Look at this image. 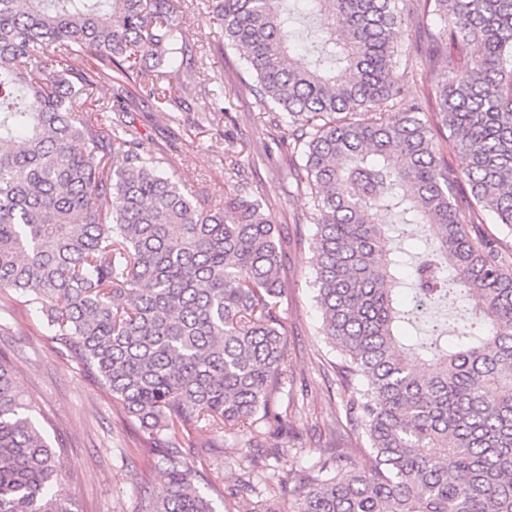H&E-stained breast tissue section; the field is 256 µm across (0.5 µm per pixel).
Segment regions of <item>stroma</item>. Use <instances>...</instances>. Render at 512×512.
<instances>
[{
  "label": "stroma",
  "mask_w": 512,
  "mask_h": 512,
  "mask_svg": "<svg viewBox=\"0 0 512 512\" xmlns=\"http://www.w3.org/2000/svg\"><path fill=\"white\" fill-rule=\"evenodd\" d=\"M206 12V0H193L183 26L193 54L181 64L187 88L182 98L161 104L131 82L126 89L132 104L120 118L169 176L204 198L221 201L237 187L271 203L286 274L280 310L288 338V380L277 410L287 415L288 431L262 436L253 452L244 437L221 436L200 425L192 430L187 451L197 473L222 494L220 512H254L280 479L308 472L337 441L354 443L362 429L346 417L347 396L330 366L336 352L320 335L312 200L292 175L300 155L290 146L280 115L262 112L249 91L254 79L239 50L209 27ZM397 43L403 65L417 66L421 76L406 93L419 97L424 83L446 73V65L430 58L426 33L400 30ZM216 93L224 110L204 118L202 108ZM0 352L13 361L18 390L39 400L52 434L64 441L75 474L69 486L75 512H137L142 497L163 495L162 474L143 461L138 423L126 419L109 391L51 339L39 314L4 295Z\"/></svg>",
  "instance_id": "stroma-1"
}]
</instances>
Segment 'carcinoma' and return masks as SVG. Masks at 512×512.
I'll return each instance as SVG.
<instances>
[{
    "instance_id": "carcinoma-1",
    "label": "carcinoma",
    "mask_w": 512,
    "mask_h": 512,
    "mask_svg": "<svg viewBox=\"0 0 512 512\" xmlns=\"http://www.w3.org/2000/svg\"><path fill=\"white\" fill-rule=\"evenodd\" d=\"M181 2L0 0V292L25 298L147 434L166 490L138 512H216L182 444L200 423L264 435L288 360L268 203L239 189L201 203L88 110L101 82L100 112L128 110L130 81L159 103L185 93ZM208 17L302 155L320 334L369 445L280 485L294 482L298 512H512V245L480 232L490 211L512 233V0H210ZM412 22L435 27L430 55L448 60L435 113L405 94L411 71L393 79ZM297 33L314 58L293 55ZM87 55L97 70L80 68ZM453 295L472 299L453 339L435 322L417 347L401 341V323ZM49 425L0 353V512H73Z\"/></svg>"
}]
</instances>
